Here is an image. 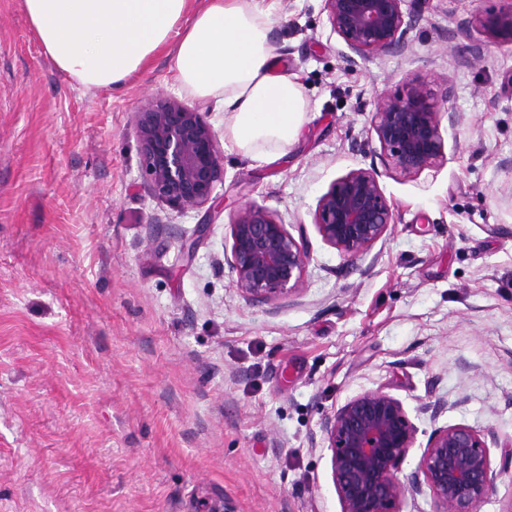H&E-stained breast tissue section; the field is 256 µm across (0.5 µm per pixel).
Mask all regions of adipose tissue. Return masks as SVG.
<instances>
[{
    "instance_id": "1",
    "label": "adipose tissue",
    "mask_w": 512,
    "mask_h": 512,
    "mask_svg": "<svg viewBox=\"0 0 512 512\" xmlns=\"http://www.w3.org/2000/svg\"><path fill=\"white\" fill-rule=\"evenodd\" d=\"M58 69L86 88H119L171 48L176 79L213 100L245 154L282 157L309 111L296 74L274 72L275 0H22Z\"/></svg>"
}]
</instances>
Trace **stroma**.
Listing matches in <instances>:
<instances>
[{"mask_svg": "<svg viewBox=\"0 0 512 512\" xmlns=\"http://www.w3.org/2000/svg\"><path fill=\"white\" fill-rule=\"evenodd\" d=\"M324 0H279L270 39L309 101L276 160L224 138L172 53L120 89L58 70L21 0H0V512H341L323 417L380 388L431 434L490 439L512 512V46L477 18L512 0H406L404 54L347 57ZM447 94L445 160L387 170L370 118L405 75ZM157 96L219 136L215 208L149 190L134 129ZM375 168L388 231L350 259L314 223L320 196ZM307 245L298 292L246 300L224 261L241 206ZM438 401L439 414L425 412Z\"/></svg>", "mask_w": 512, "mask_h": 512, "instance_id": "35a3bbf8", "label": "stroma"}]
</instances>
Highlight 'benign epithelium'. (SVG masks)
<instances>
[{
  "label": "benign epithelium",
  "instance_id": "obj_1",
  "mask_svg": "<svg viewBox=\"0 0 512 512\" xmlns=\"http://www.w3.org/2000/svg\"><path fill=\"white\" fill-rule=\"evenodd\" d=\"M407 0H325L332 29L360 57L402 53L407 47ZM499 43L512 45V8L478 17ZM402 94H383L371 131L384 166L415 176L445 160L441 112L428 81L405 78ZM140 155L153 197L169 207L197 209L224 181L223 155L206 113L169 97L148 101L135 115ZM315 225L322 239L347 258L365 255L393 221L375 169H354L319 198ZM224 253L236 288L250 302H272L298 290L308 248L263 205L241 207L229 224ZM332 480L341 512H400L405 492L429 489L437 512H477L492 488L484 436L464 425L431 435L415 470L403 482L400 467L416 443L417 427L400 400L365 390L324 416Z\"/></svg>",
  "mask_w": 512,
  "mask_h": 512
}]
</instances>
